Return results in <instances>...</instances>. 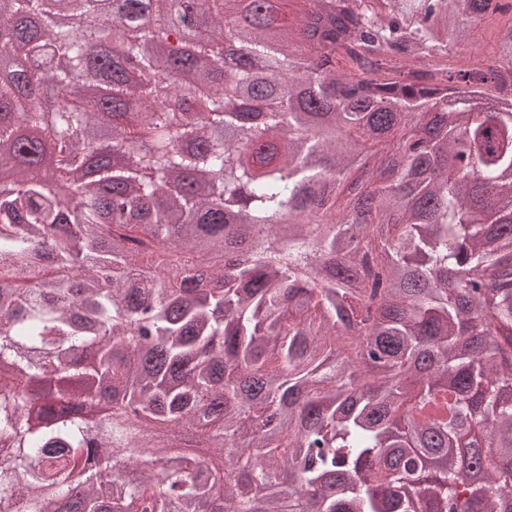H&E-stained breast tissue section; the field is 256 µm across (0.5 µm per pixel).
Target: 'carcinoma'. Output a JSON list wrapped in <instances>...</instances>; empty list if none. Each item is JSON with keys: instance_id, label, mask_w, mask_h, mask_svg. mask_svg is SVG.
I'll return each instance as SVG.
<instances>
[{"instance_id": "cac0c4a2", "label": "carcinoma", "mask_w": 512, "mask_h": 512, "mask_svg": "<svg viewBox=\"0 0 512 512\" xmlns=\"http://www.w3.org/2000/svg\"><path fill=\"white\" fill-rule=\"evenodd\" d=\"M44 2L0 15V55L67 61L0 78L23 185L0 197V512H506L512 103L497 66L428 86L387 61L443 57L505 5L350 0L345 37L298 56L276 0H70L68 30ZM196 17L182 108L130 94L124 51L167 69L151 46ZM200 95L219 105L189 120ZM105 112L123 166L47 194Z\"/></svg>"}]
</instances>
